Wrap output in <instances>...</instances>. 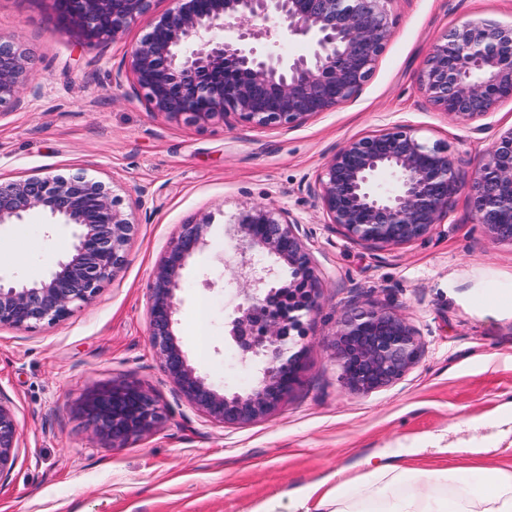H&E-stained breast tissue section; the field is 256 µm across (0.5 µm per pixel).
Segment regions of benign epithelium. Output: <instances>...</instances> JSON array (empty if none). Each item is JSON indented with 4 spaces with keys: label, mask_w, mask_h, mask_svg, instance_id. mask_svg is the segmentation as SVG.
<instances>
[{
    "label": "benign epithelium",
    "mask_w": 512,
    "mask_h": 512,
    "mask_svg": "<svg viewBox=\"0 0 512 512\" xmlns=\"http://www.w3.org/2000/svg\"><path fill=\"white\" fill-rule=\"evenodd\" d=\"M55 31L99 45L121 35L151 0H51ZM391 0H173L130 52L129 76L149 110L206 125L234 117L256 128L295 127L352 101L392 35ZM306 40L288 56L284 39ZM27 54L0 33V117L23 88ZM428 100L473 121L512 99V28L464 20L430 50L420 75ZM463 180L446 148L397 126L347 142L309 187L350 240L402 245L427 236L448 213ZM472 211L496 241L512 243V127L500 131L468 184ZM38 212L73 229V244L34 282L0 278V327L35 329L66 320L89 303L125 261L132 224L98 181L82 174L0 182V224ZM300 221L266 205L248 207L228 230L244 302L228 322L245 359L262 362L248 392L226 394L193 366L175 333L183 271L210 245V221L182 225L150 286L151 343L182 394L208 418L244 425L276 409L297 381L290 353L302 317L318 307L316 277ZM291 272L283 282L279 268ZM333 348L344 387L362 393L393 385L421 354L417 332L395 311L363 304L340 314ZM82 412L93 435L114 447L152 433L164 420L159 398L114 382L91 390ZM21 433L0 399V479L9 476Z\"/></svg>",
    "instance_id": "obj_1"
}]
</instances>
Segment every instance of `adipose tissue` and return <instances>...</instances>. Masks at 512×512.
Masks as SVG:
<instances>
[{
  "label": "adipose tissue",
  "mask_w": 512,
  "mask_h": 512,
  "mask_svg": "<svg viewBox=\"0 0 512 512\" xmlns=\"http://www.w3.org/2000/svg\"><path fill=\"white\" fill-rule=\"evenodd\" d=\"M409 478L419 489L404 490ZM288 496L296 512H512V468H416L383 458L368 462L359 482L340 480L323 494L307 485Z\"/></svg>",
  "instance_id": "obj_1"
}]
</instances>
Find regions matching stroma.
I'll return each instance as SVG.
<instances>
[{"instance_id":"stroma-1","label":"stroma","mask_w":512,"mask_h":512,"mask_svg":"<svg viewBox=\"0 0 512 512\" xmlns=\"http://www.w3.org/2000/svg\"><path fill=\"white\" fill-rule=\"evenodd\" d=\"M101 46L54 29L48 0H0V33L29 57L24 96L0 119V180L82 172L120 200L134 229L125 263L89 304L32 330L0 328V393L12 402L21 440L0 481V512H291L289 488L336 485L395 454L436 465L478 466L471 442L512 464V244L493 240L467 191L423 239L384 248L349 241L308 190L347 141L405 125L447 146L471 180L498 131L512 127V100L477 123L437 110L420 88L432 46L461 20L512 26V0H391V40L358 96L301 126L257 129L230 120L205 126L149 111L122 73L152 18ZM289 211L318 277L319 308L297 337L298 381L270 415L224 425L201 414L165 373L150 342L152 272L182 224L211 222L209 247L184 271L177 333L192 364L226 393L247 390L259 363L242 360L224 324L242 296L223 289L225 236L246 207ZM68 226L39 215L0 224V277H44L68 250ZM371 303L394 309L420 334L422 354L398 383L368 393L345 388L331 342L336 316ZM127 380L166 409L154 432L122 448L93 438L80 413L96 385Z\"/></svg>"}]
</instances>
